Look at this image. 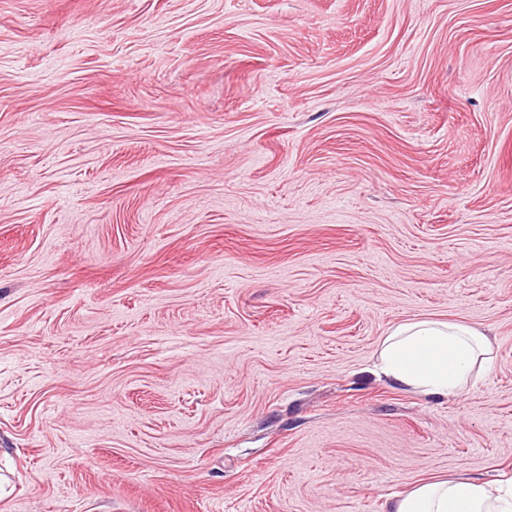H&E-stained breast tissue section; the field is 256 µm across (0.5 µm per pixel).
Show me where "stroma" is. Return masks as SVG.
<instances>
[{"instance_id":"1","label":"stroma","mask_w":512,"mask_h":512,"mask_svg":"<svg viewBox=\"0 0 512 512\" xmlns=\"http://www.w3.org/2000/svg\"><path fill=\"white\" fill-rule=\"evenodd\" d=\"M426 318L487 375L376 374ZM0 448V512L512 477V0H0ZM494 356V345L483 330L435 319L395 325L379 349L386 378L403 388L442 397L464 390Z\"/></svg>"}]
</instances>
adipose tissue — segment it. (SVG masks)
<instances>
[{"instance_id": "adipose-tissue-1", "label": "adipose tissue", "mask_w": 512, "mask_h": 512, "mask_svg": "<svg viewBox=\"0 0 512 512\" xmlns=\"http://www.w3.org/2000/svg\"><path fill=\"white\" fill-rule=\"evenodd\" d=\"M495 356L481 329L435 319L395 325L379 349L383 375L429 396H454L476 380ZM383 512H512V479L494 486L467 475L438 478L389 497Z\"/></svg>"}]
</instances>
